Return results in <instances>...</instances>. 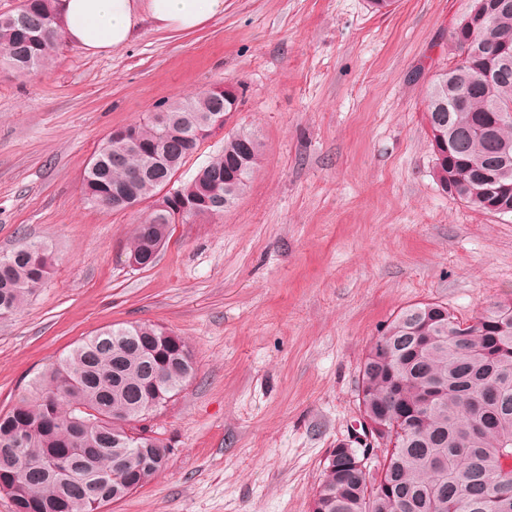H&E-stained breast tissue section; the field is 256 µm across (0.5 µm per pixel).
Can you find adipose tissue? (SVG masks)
I'll list each match as a JSON object with an SVG mask.
<instances>
[{
  "instance_id": "obj_1",
  "label": "adipose tissue",
  "mask_w": 512,
  "mask_h": 512,
  "mask_svg": "<svg viewBox=\"0 0 512 512\" xmlns=\"http://www.w3.org/2000/svg\"><path fill=\"white\" fill-rule=\"evenodd\" d=\"M62 34L95 56L129 43L141 22L189 32L224 12V0H54Z\"/></svg>"
}]
</instances>
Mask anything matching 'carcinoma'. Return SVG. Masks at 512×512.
<instances>
[{"instance_id": "obj_1", "label": "carcinoma", "mask_w": 512, "mask_h": 512, "mask_svg": "<svg viewBox=\"0 0 512 512\" xmlns=\"http://www.w3.org/2000/svg\"><path fill=\"white\" fill-rule=\"evenodd\" d=\"M55 17L53 0H21L0 15V54L24 73L47 66L56 48L39 41L44 22ZM485 59L451 34L452 66L435 72L425 97L430 139L452 149L433 162L434 180L448 191L454 177L457 200L481 210L496 199L512 214V122L499 123L497 109L512 106V66L484 74L486 58L503 47L512 51V7L499 9L482 29ZM229 106L213 88L169 104L166 123L150 117L125 127L135 140L121 163L97 150L83 178V199L96 206L126 187L125 175L142 173L129 188L138 201L152 198L158 184L178 170L199 146L191 138L197 118ZM263 156L251 131L224 136V147L189 180L177 185L181 206L195 214L148 213L135 226L126 257L144 266L151 249L166 241L176 219L217 216L226 207L207 206L216 191L235 201L247 189ZM50 257L41 244L0 256V317L17 312L43 281ZM512 315V299L469 319L472 335L459 348L448 332L458 320L439 302L401 309L370 346L358 385L372 415L394 430V448L367 478L349 469H327L311 512H512V329L498 331L500 315ZM159 372L163 383L154 385ZM189 345L156 324L112 326L87 337L35 380L36 396L0 411V494L14 497L24 512H105L148 484L163 468L170 448L127 434L128 426L165 409L194 376ZM434 388L430 401L423 391ZM96 409L105 420L90 431L91 452L73 458L90 478L61 483L46 463L71 447L72 419Z\"/></svg>"}]
</instances>
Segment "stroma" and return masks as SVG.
Instances as JSON below:
<instances>
[{
	"instance_id": "stroma-1",
	"label": "stroma",
	"mask_w": 512,
	"mask_h": 512,
	"mask_svg": "<svg viewBox=\"0 0 512 512\" xmlns=\"http://www.w3.org/2000/svg\"><path fill=\"white\" fill-rule=\"evenodd\" d=\"M470 0H224L184 33L143 24L105 55L61 42L47 67L0 72V255L45 244L53 266L0 320V409L96 331L151 323L196 374L148 422L164 470L107 512H310L359 423V368L403 307L457 316L512 298V215L448 197L423 118ZM228 130L264 144L223 215L170 228L155 262L121 253L144 207L84 203L117 127L218 85Z\"/></svg>"
}]
</instances>
